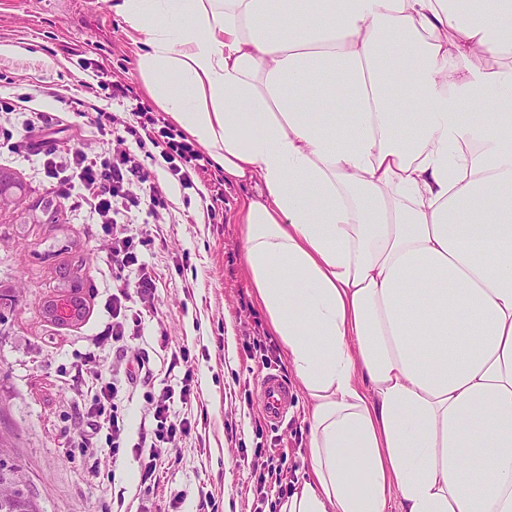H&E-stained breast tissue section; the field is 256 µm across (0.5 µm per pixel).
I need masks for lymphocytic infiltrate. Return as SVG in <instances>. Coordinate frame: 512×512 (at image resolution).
Listing matches in <instances>:
<instances>
[{
	"label": "lymphocytic infiltrate",
	"instance_id": "f902f5d3",
	"mask_svg": "<svg viewBox=\"0 0 512 512\" xmlns=\"http://www.w3.org/2000/svg\"><path fill=\"white\" fill-rule=\"evenodd\" d=\"M112 100L125 107L126 117L103 107H95L94 124L101 137L124 132L134 146L119 154H90L78 147L48 150L44 170L56 193L92 213L101 232L109 237L108 257L118 286L112 293V321L101 331V339L111 341L116 353L127 354L129 341L138 336L142 322L139 300L152 295L156 286L152 269L139 259L141 251L154 245V238L133 233L141 213L157 214L169 209L166 188L146 167V160L160 161L164 171L182 189L195 188L202 174L208 171V159L194 142L171 127L146 106L132 87L123 83L112 86ZM0 112L14 117L15 126L0 130L5 139H27L36 129L48 130L61 118L39 110L33 96L0 98ZM88 392L92 404L88 411V427L80 431L85 447L93 445V430L108 425L111 439L108 451L119 454L124 443V421L111 412L118 394L116 384L106 370L91 367ZM154 426L142 434L135 451L145 458L143 478L153 480L159 463L169 458L180 438L190 435L193 424L189 417L172 413L168 391L148 394Z\"/></svg>",
	"mask_w": 512,
	"mask_h": 512
}]
</instances>
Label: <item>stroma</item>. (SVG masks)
Wrapping results in <instances>:
<instances>
[{
    "instance_id": "obj_1",
    "label": "stroma",
    "mask_w": 512,
    "mask_h": 512,
    "mask_svg": "<svg viewBox=\"0 0 512 512\" xmlns=\"http://www.w3.org/2000/svg\"><path fill=\"white\" fill-rule=\"evenodd\" d=\"M113 3L0 0V96L32 94L39 109L66 116L54 134L36 130L31 140L99 153L121 149L119 138L102 141L92 114L68 112L49 94L88 84L100 105L111 106L109 89L94 76L100 62L113 80L149 102L137 76L138 47ZM1 172L22 189L0 209V442L25 470L41 512H139L145 504L151 512H270L256 492L258 476L280 464L289 480L307 474L308 406L282 352L272 353L266 366L255 349L270 344L272 332L244 267L239 209L247 189L225 185L220 211L204 224L199 197H186L154 167L172 206L140 215L136 226L156 239L141 258L158 283L131 343L152 373L130 384L110 342L93 343L112 320L105 235L89 213L71 210L51 191L42 156L2 147ZM72 290L85 305L83 319L53 322L45 302ZM181 346L189 348L194 369L188 404L179 397L183 370L169 366L172 349ZM92 356L118 381L126 430L116 456L93 453L76 440L88 403L79 369ZM269 372L292 394L278 424L266 420L260 402V382ZM165 388L173 393L172 410L194 418L197 428L153 484L143 481L133 445L151 420L145 392Z\"/></svg>"
}]
</instances>
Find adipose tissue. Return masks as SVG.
Here are the masks:
<instances>
[{"mask_svg": "<svg viewBox=\"0 0 512 512\" xmlns=\"http://www.w3.org/2000/svg\"><path fill=\"white\" fill-rule=\"evenodd\" d=\"M241 208L309 408L280 512H512V0H117Z\"/></svg>", "mask_w": 512, "mask_h": 512, "instance_id": "obj_1", "label": "adipose tissue"}]
</instances>
